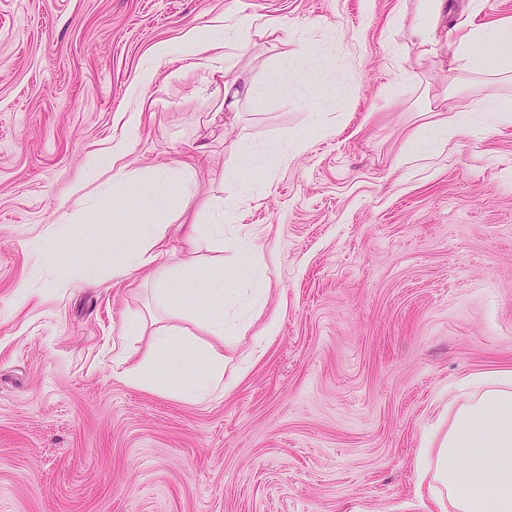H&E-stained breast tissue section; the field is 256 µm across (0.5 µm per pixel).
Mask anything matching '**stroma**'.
<instances>
[{"instance_id": "35a3bbf8", "label": "stroma", "mask_w": 512, "mask_h": 512, "mask_svg": "<svg viewBox=\"0 0 512 512\" xmlns=\"http://www.w3.org/2000/svg\"><path fill=\"white\" fill-rule=\"evenodd\" d=\"M252 16L275 32L226 41ZM415 18L416 0H0V512H439L424 437L466 378L512 369V124L486 110L512 82L423 52ZM191 35L223 41L261 96L222 109L206 63L154 57ZM458 116L462 134L411 152ZM121 141L141 179L181 160L197 201L238 202L224 268H257L232 314L249 326L181 321L248 360L232 392L186 403L113 373L129 320L147 321L138 359L169 323L150 269L112 276L109 238L155 210L90 162ZM83 206L94 238L37 264Z\"/></svg>"}]
</instances>
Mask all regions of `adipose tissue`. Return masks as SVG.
Wrapping results in <instances>:
<instances>
[{
	"label": "adipose tissue",
	"instance_id": "1",
	"mask_svg": "<svg viewBox=\"0 0 512 512\" xmlns=\"http://www.w3.org/2000/svg\"><path fill=\"white\" fill-rule=\"evenodd\" d=\"M443 0H418L420 22L410 29V39L425 52L437 47L470 72L483 74L489 70L512 71V18H504L491 25H458L452 38L439 40L436 21L443 9ZM492 42L495 53H487L485 42ZM189 56L205 55L213 74L224 82V103L235 106L241 98L250 95L248 86L233 76V64L225 59L222 45L201 44L189 40ZM196 170L184 163L169 166L148 181L155 199L172 204L174 211L183 214L193 208ZM168 227L164 224H141L128 234L113 236L109 250L116 258L112 275L128 278L146 265H154L155 298L159 305L169 307L174 325L155 333L150 349L138 362H129L125 351L112 358L120 377L130 386L140 389H160L191 402L202 401L214 390L230 391L243 374L241 367H225L209 345L186 348L185 331L177 326L183 317L182 309L169 305L170 285L174 272L164 258L168 255ZM176 231L185 245L188 258L184 268L194 267L196 254L207 249L216 255L215 265L202 295L212 309L211 315L201 321L200 329L213 336L223 335L224 319L237 299L232 289L224 285V226L214 224H180ZM196 360L206 368V379L189 383L173 378L174 370L188 360ZM475 383L482 391L476 399L460 405L445 433L434 447L422 449L417 468L420 473L432 474L430 494L440 512H512V371L493 370L476 376ZM487 472L488 478L479 487H471L470 473Z\"/></svg>",
	"mask_w": 512,
	"mask_h": 512
}]
</instances>
